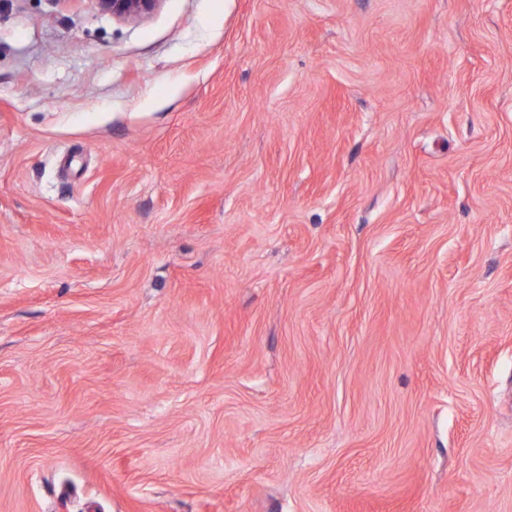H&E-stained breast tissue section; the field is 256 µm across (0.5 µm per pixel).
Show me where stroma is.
<instances>
[{"instance_id":"obj_1","label":"stroma","mask_w":512,"mask_h":512,"mask_svg":"<svg viewBox=\"0 0 512 512\" xmlns=\"http://www.w3.org/2000/svg\"><path fill=\"white\" fill-rule=\"evenodd\" d=\"M0 512H512V0H0ZM100 8L112 16L137 19L152 13L160 0H96Z\"/></svg>"}]
</instances>
